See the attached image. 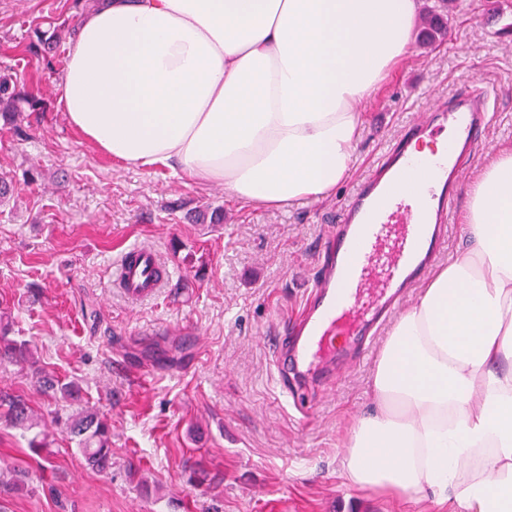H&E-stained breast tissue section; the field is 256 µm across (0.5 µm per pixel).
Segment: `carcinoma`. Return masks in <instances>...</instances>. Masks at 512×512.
Here are the masks:
<instances>
[{
    "label": "carcinoma",
    "instance_id": "1",
    "mask_svg": "<svg viewBox=\"0 0 512 512\" xmlns=\"http://www.w3.org/2000/svg\"><path fill=\"white\" fill-rule=\"evenodd\" d=\"M424 11V27L418 41L428 46L448 35V0H427ZM21 103L12 75L0 72V120L6 125L17 123L22 113ZM5 359L24 365L33 362L34 354L28 344L9 338L4 328L0 329V361ZM38 384L46 393L72 400L77 397L75 387L61 383L53 375H40ZM5 405L4 418L10 426L23 427L32 419L33 410L23 399L8 398ZM56 422L65 427L70 439L77 441L88 466L100 473L112 469V431L106 418L96 411L82 410L66 417L58 416Z\"/></svg>",
    "mask_w": 512,
    "mask_h": 512
}]
</instances>
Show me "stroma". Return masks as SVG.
I'll use <instances>...</instances> for the list:
<instances>
[{"label": "stroma", "mask_w": 512, "mask_h": 512, "mask_svg": "<svg viewBox=\"0 0 512 512\" xmlns=\"http://www.w3.org/2000/svg\"><path fill=\"white\" fill-rule=\"evenodd\" d=\"M447 37L414 46L407 64L363 105L352 173L326 200L268 209L167 168L100 154L58 105L74 0H0V70L42 107L0 125V320L37 350L40 366L80 391V404L41 393L30 367L0 362V395L34 409L47 448L0 422V512H448L432 499L352 488L341 472L348 430L373 411V359L336 364V384L300 424L282 395L268 344L297 317L317 271L328 217L382 161L427 105L494 87L487 138L456 186L445 254L464 249L465 187L512 146V0H457ZM57 35L52 68L30 48ZM135 245L174 274L148 301L112 282ZM85 406L112 425V470L89 468L51 421ZM27 477L14 487L16 462ZM139 462L146 487L130 483Z\"/></svg>", "instance_id": "35a3bbf8"}]
</instances>
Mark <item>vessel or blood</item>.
<instances>
[{
    "label": "vessel or blood",
    "instance_id": "1",
    "mask_svg": "<svg viewBox=\"0 0 512 512\" xmlns=\"http://www.w3.org/2000/svg\"><path fill=\"white\" fill-rule=\"evenodd\" d=\"M490 94L477 85L451 103H439L411 124L375 173L364 178L336 218L302 314L272 345L283 395L300 422L313 412L300 380L336 379L330 341L340 335L375 338L410 288L439 254L448 233L455 186L491 123ZM446 139L440 155L421 158L420 143ZM129 298L154 295L171 273L148 247L128 249L112 270Z\"/></svg>",
    "mask_w": 512,
    "mask_h": 512
}]
</instances>
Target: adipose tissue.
Returning <instances> with one entry per match:
<instances>
[{
  "mask_svg": "<svg viewBox=\"0 0 512 512\" xmlns=\"http://www.w3.org/2000/svg\"><path fill=\"white\" fill-rule=\"evenodd\" d=\"M418 0H101L59 104L108 157L267 208L335 194L375 96L412 54ZM470 247L392 328L341 466L353 487L512 512V149L466 189Z\"/></svg>",
  "mask_w": 512,
  "mask_h": 512,
  "instance_id": "ef3b65f1",
  "label": "adipose tissue"
}]
</instances>
